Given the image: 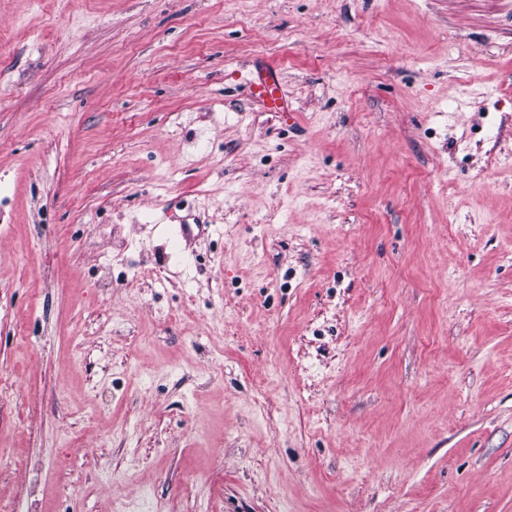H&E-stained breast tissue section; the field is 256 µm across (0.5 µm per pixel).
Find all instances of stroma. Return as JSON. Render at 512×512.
<instances>
[{
  "instance_id": "obj_1",
  "label": "stroma",
  "mask_w": 512,
  "mask_h": 512,
  "mask_svg": "<svg viewBox=\"0 0 512 512\" xmlns=\"http://www.w3.org/2000/svg\"><path fill=\"white\" fill-rule=\"evenodd\" d=\"M1 503L512 512V0H0ZM251 81L258 86L260 96H262L263 90L266 94L270 95L275 90H280L278 71L264 62L258 63Z\"/></svg>"
}]
</instances>
